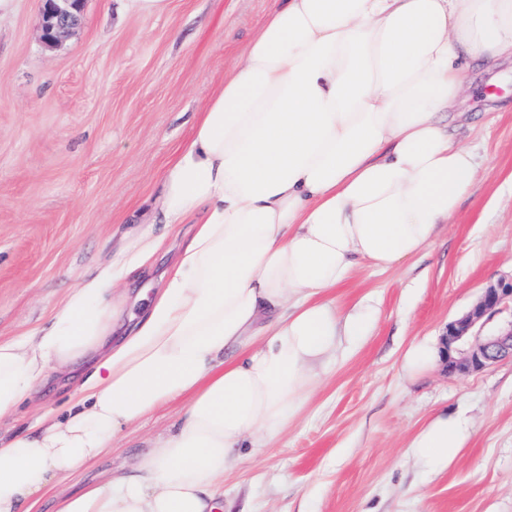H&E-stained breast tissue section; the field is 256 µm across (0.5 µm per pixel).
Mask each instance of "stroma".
<instances>
[{
    "instance_id": "1",
    "label": "stroma",
    "mask_w": 512,
    "mask_h": 512,
    "mask_svg": "<svg viewBox=\"0 0 512 512\" xmlns=\"http://www.w3.org/2000/svg\"><path fill=\"white\" fill-rule=\"evenodd\" d=\"M274 0H169L145 15L130 0H86L56 46L41 39L40 0L0 18V342L52 309L124 246L156 207L167 163L197 112L245 57ZM458 138L476 146L474 188L430 247L386 270L365 269L336 305L375 310L368 335L338 356L310 404L265 448H246L224 476L225 512H512V361L414 379L400 359L442 337L488 285L512 279V62L471 73ZM188 231L167 228L159 288ZM180 410L130 425L110 453L54 480L35 512L130 470ZM460 413L473 435L435 472L408 445L434 413Z\"/></svg>"
}]
</instances>
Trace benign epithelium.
Listing matches in <instances>:
<instances>
[{"instance_id": "7a95c632", "label": "benign epithelium", "mask_w": 512, "mask_h": 512, "mask_svg": "<svg viewBox=\"0 0 512 512\" xmlns=\"http://www.w3.org/2000/svg\"><path fill=\"white\" fill-rule=\"evenodd\" d=\"M41 32L45 44L56 45L78 24L85 0H41ZM512 280L485 288L476 305L448 324L444 344L450 372L481 370L512 360Z\"/></svg>"}]
</instances>
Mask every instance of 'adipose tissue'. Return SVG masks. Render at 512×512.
<instances>
[{
	"mask_svg": "<svg viewBox=\"0 0 512 512\" xmlns=\"http://www.w3.org/2000/svg\"><path fill=\"white\" fill-rule=\"evenodd\" d=\"M509 57L512 0H276L162 176L153 223L193 226L162 287L134 309L118 290L163 242L135 232L46 326L0 342V416L52 370L77 382L61 411L0 435V512H32L173 403L131 474L57 512H222L237 449L280 435L341 343L367 336L373 310L340 314L336 288L430 246L471 194L478 156L451 109L472 67ZM471 435L442 411L410 448L443 470Z\"/></svg>",
	"mask_w": 512,
	"mask_h": 512,
	"instance_id": "1",
	"label": "adipose tissue"
}]
</instances>
